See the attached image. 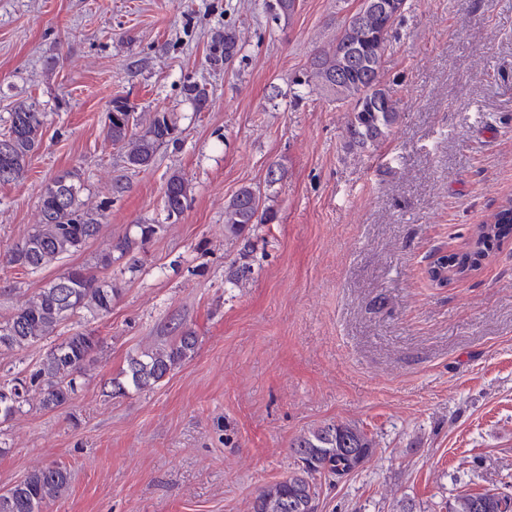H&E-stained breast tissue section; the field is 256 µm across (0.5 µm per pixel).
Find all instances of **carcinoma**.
I'll list each match as a JSON object with an SVG mask.
<instances>
[{"label": "carcinoma", "instance_id": "obj_1", "mask_svg": "<svg viewBox=\"0 0 512 512\" xmlns=\"http://www.w3.org/2000/svg\"><path fill=\"white\" fill-rule=\"evenodd\" d=\"M400 19L377 7L363 11L359 22H344L329 49L311 57L305 79L297 81L309 91L318 90L350 104L346 132L350 145L361 149L377 145L396 121L400 99L382 80L389 45V31ZM220 52L211 63L226 64L240 51L239 36L230 27L218 36ZM186 98L201 111L209 103L206 86L190 84ZM44 113L35 104L19 102L9 113V124L0 133V185L21 182L32 156L40 148ZM176 121L165 112L142 119L135 106L124 97L109 102L105 132L131 169H147L161 146L174 139ZM84 186L75 170H63L42 189L39 223L27 236L5 252L9 265L34 273L61 259L85 250L98 239L106 219L104 212L83 199ZM192 185L174 172L166 181L163 202L168 217L181 215L188 207ZM268 197L251 186L241 187L224 207V229L233 237L249 227L274 218L266 205ZM512 234V198H507L483 223L476 225L465 247L436 259L428 270L435 287L470 275L499 249ZM129 236L109 243L97 256L104 270L131 250ZM117 290L100 281L83 266H74L45 282L33 295L0 320V352L24 351L49 342L44 353L24 372L11 378L0 377V422L24 412L30 393L40 394L42 409L55 411L69 406L77 393L78 378L103 348V338L94 330H75L67 336L57 330L86 314L100 318L112 311ZM163 344L128 355L124 380L111 381V395H124L128 389L145 391L158 385L175 368L191 358L198 338L183 325ZM298 465L288 477L266 485L252 503L251 512H315L317 479L335 480L356 469L347 449L359 448L370 457L375 443L359 426L331 423L297 436L290 445ZM306 465L301 466L299 462ZM69 481L60 464L36 468L23 479L0 492V512H44ZM508 495L486 490L462 491L448 506V512H508Z\"/></svg>", "mask_w": 512, "mask_h": 512}]
</instances>
